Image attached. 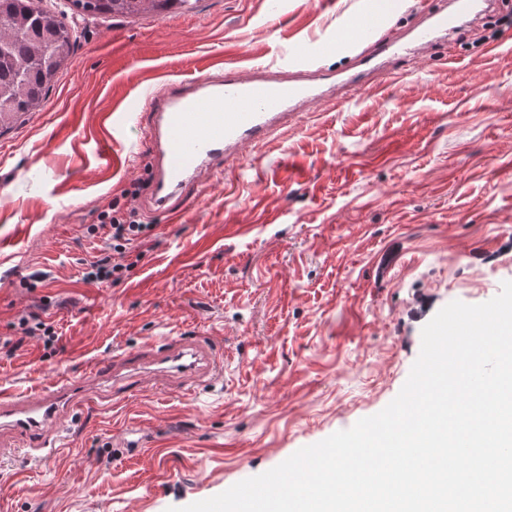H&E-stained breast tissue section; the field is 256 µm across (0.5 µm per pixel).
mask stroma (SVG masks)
Here are the masks:
<instances>
[{
	"instance_id": "obj_1",
	"label": "stroma",
	"mask_w": 512,
	"mask_h": 512,
	"mask_svg": "<svg viewBox=\"0 0 512 512\" xmlns=\"http://www.w3.org/2000/svg\"><path fill=\"white\" fill-rule=\"evenodd\" d=\"M449 5L407 0L380 32L415 33L419 11ZM363 6L190 0L162 17L68 16L78 46L44 106L0 134V259L21 267L0 278V340L28 314L59 339L0 347V386L32 393L89 358L200 330L224 373L189 393L145 381L90 409L64 452L0 458V512H167L213 497L380 412L440 309L512 281V0L464 17L396 82L289 117L203 175L180 223L153 213L147 121L126 100L200 76L209 56L351 70L373 36L333 43ZM134 188L152 227L141 260L118 284L86 281L103 243L87 227Z\"/></svg>"
}]
</instances>
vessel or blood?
<instances>
[{
  "label": "vessel or blood",
  "instance_id": "vessel-or-blood-1",
  "mask_svg": "<svg viewBox=\"0 0 512 512\" xmlns=\"http://www.w3.org/2000/svg\"><path fill=\"white\" fill-rule=\"evenodd\" d=\"M473 0H454L453 10L434 14L432 30L454 32ZM219 77L170 79L161 94H145L136 109H147V148L151 165L150 202L168 221L178 217L176 204L196 187L202 172H224L244 148L264 140L289 111L315 100V88L269 76H244L224 64ZM138 367L143 374L168 382L171 371L182 373L187 389L212 382L223 361L205 332L192 337L147 341L136 351L96 359L78 376H67L24 395L0 387V451L21 449L39 459L62 447L70 423L81 414L101 381H111L110 396L132 394L123 373Z\"/></svg>",
  "mask_w": 512,
  "mask_h": 512
}]
</instances>
